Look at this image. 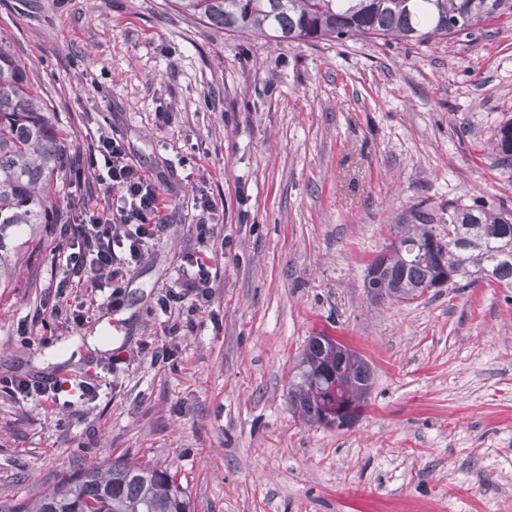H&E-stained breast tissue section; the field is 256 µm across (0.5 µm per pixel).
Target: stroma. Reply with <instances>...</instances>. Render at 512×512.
I'll use <instances>...</instances> for the list:
<instances>
[{
	"label": "stroma",
	"instance_id": "35a3bbf8",
	"mask_svg": "<svg viewBox=\"0 0 512 512\" xmlns=\"http://www.w3.org/2000/svg\"><path fill=\"white\" fill-rule=\"evenodd\" d=\"M0 38L41 86L71 156L120 140L168 219L119 311L50 319V225L0 288V377L65 376L57 402L0 390V502L117 459L177 472L195 512H512V288L485 280L371 301L367 265L416 209L512 211L492 150L512 119V22L424 45L230 34L168 0H0ZM217 204L203 218L198 191ZM214 226L211 309L177 336L156 308ZM373 369L351 426L304 422L289 372L308 337ZM108 381L88 401L75 383Z\"/></svg>",
	"mask_w": 512,
	"mask_h": 512
}]
</instances>
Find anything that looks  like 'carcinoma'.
Masks as SVG:
<instances>
[{"mask_svg":"<svg viewBox=\"0 0 512 512\" xmlns=\"http://www.w3.org/2000/svg\"><path fill=\"white\" fill-rule=\"evenodd\" d=\"M178 11L236 34L282 41L371 38L429 43L472 35L481 25L506 17L512 0H170ZM48 108L25 64L0 40V288L22 268V248L40 241L58 215L51 198L54 176L69 165L65 138L47 117ZM512 164V121L492 146ZM506 212L456 204L448 219L418 210L412 223L394 225V238L378 255L385 267L376 276L371 261L363 282L375 302L410 303L443 274L482 279L512 288V238L500 226ZM456 224L457 239L441 237L439 224ZM373 384L369 361L334 336L308 337L293 367L288 396L308 423L360 417ZM0 512H192L186 488L158 464L117 459L63 477L53 489Z\"/></svg>","mask_w":512,"mask_h":512,"instance_id":"carcinoma-1","label":"carcinoma"}]
</instances>
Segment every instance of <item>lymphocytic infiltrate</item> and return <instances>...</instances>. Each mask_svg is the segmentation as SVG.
Returning a JSON list of instances; mask_svg holds the SVG:
<instances>
[{"mask_svg":"<svg viewBox=\"0 0 512 512\" xmlns=\"http://www.w3.org/2000/svg\"><path fill=\"white\" fill-rule=\"evenodd\" d=\"M87 165L105 185L107 200L95 209L82 199L73 203L74 214L60 230L62 260L52 286L59 296L73 286L89 289L118 310L126 301L127 276L148 252L167 204L119 140L99 137ZM184 261L173 285L157 300L161 312L174 319L169 328L173 334L194 328L193 317L208 307L218 274L211 251L185 256Z\"/></svg>","mask_w":512,"mask_h":512,"instance_id":"obj_1","label":"lymphocytic infiltrate"}]
</instances>
